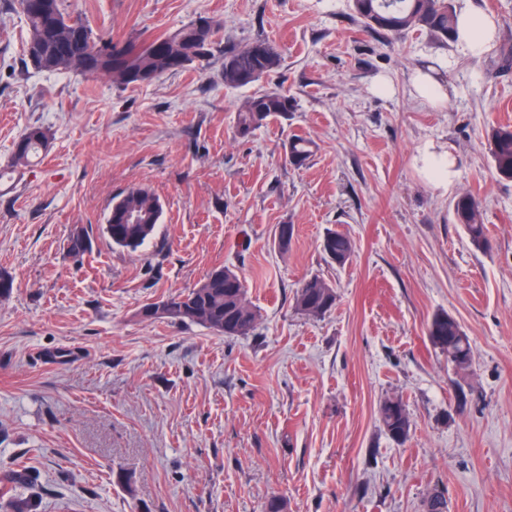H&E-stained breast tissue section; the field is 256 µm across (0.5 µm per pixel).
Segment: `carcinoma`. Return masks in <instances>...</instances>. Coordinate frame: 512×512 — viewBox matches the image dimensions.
Here are the masks:
<instances>
[{"mask_svg": "<svg viewBox=\"0 0 512 512\" xmlns=\"http://www.w3.org/2000/svg\"><path fill=\"white\" fill-rule=\"evenodd\" d=\"M20 13L28 30L27 45L41 50L35 69L40 72H76L84 74L83 63L94 53L107 52L112 59L111 78L121 84L130 81L124 74L151 69L158 75L178 71L192 58L176 56L179 41L192 36L191 24L150 41L123 44L93 34L91 28L67 12L64 0H18ZM349 7L364 28L390 39L411 30L429 33L442 43L455 41L457 13L454 0H349ZM282 54L266 39H256L239 50L224 53L222 75L224 86L247 87L261 77L279 70ZM291 110L288 94L280 88L252 96L240 107L237 116L238 133L245 137L267 121L284 117ZM49 145L48 131L31 125L14 143L12 164L26 166L45 152ZM493 171L502 181H512V125L500 124L491 129L486 143ZM311 140L295 135L288 142L291 163L302 166L312 156ZM454 217L464 227L470 245L477 251L490 248L484 224L482 203L465 194L453 204ZM162 204L149 187H137L115 197L104 231L112 245L136 250L149 241L159 224ZM91 237L86 227L76 225L71 231L69 251L79 256L88 251ZM322 250L336 265H346L354 253V245L346 234L331 231L323 238ZM246 285L242 277L229 267L211 271L201 282L186 292L169 296L166 316L177 321L203 324L226 336H247L255 328L258 314L246 300ZM336 290L318 276L303 281L296 294L295 306L301 314L320 317L336 304ZM431 344L448 356V362L458 370L472 365L473 347L458 321L446 312L431 318L427 327ZM379 418L387 435L404 443L411 423L402 401L387 399L379 408Z\"/></svg>", "mask_w": 512, "mask_h": 512, "instance_id": "carcinoma-1", "label": "carcinoma"}]
</instances>
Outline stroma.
<instances>
[{"mask_svg": "<svg viewBox=\"0 0 512 512\" xmlns=\"http://www.w3.org/2000/svg\"><path fill=\"white\" fill-rule=\"evenodd\" d=\"M94 33L147 41L200 17L218 23L213 55L128 86L26 66L17 0H0V167L25 128L51 137L42 161L0 180V502L34 512H512V181L484 148L512 124V65L474 58L427 33L367 31L347 0H66ZM258 38L283 65L240 89L220 77L226 50ZM441 66L444 97L417 98L416 69ZM385 79L390 92L379 91ZM287 91L292 110L249 137L250 96ZM312 139L306 165L292 135ZM453 155L449 187L425 152ZM159 196L154 237L135 251L103 232L112 199ZM484 209L475 250L453 203ZM91 248L72 255L73 225ZM294 235L280 250L275 230ZM331 231L354 253L337 266ZM227 266L259 320L246 336L142 308ZM336 289L312 318L302 280ZM452 315L469 336L457 370L427 325ZM67 351L61 363L53 353ZM399 398L408 440L379 407ZM314 144L311 140L294 135L288 142V157H291L290 163L296 166H302L312 156ZM322 250L336 265H346L354 253V245L346 234L331 231L323 238ZM336 290L318 276L303 281L296 294L295 306L301 314L320 317L330 312L336 304ZM379 418L387 435L396 443H404L410 434L411 423L401 400L386 399L380 405Z\"/></svg>", "mask_w": 512, "mask_h": 512, "instance_id": "obj_1", "label": "stroma"}]
</instances>
